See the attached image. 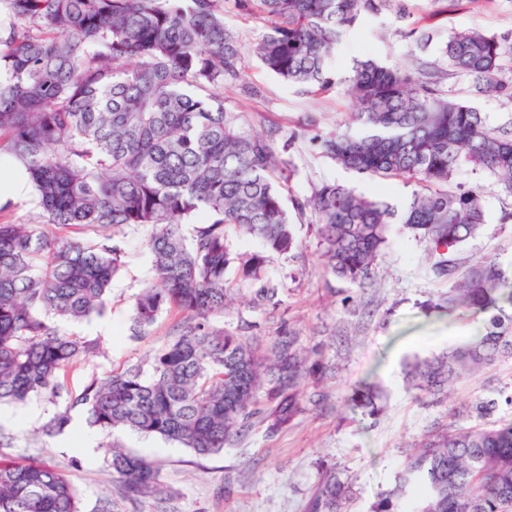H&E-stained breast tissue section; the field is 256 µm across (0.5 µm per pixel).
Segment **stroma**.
Instances as JSON below:
<instances>
[{"label":"stroma","instance_id":"1","mask_svg":"<svg viewBox=\"0 0 512 512\" xmlns=\"http://www.w3.org/2000/svg\"><path fill=\"white\" fill-rule=\"evenodd\" d=\"M420 26L434 34L424 53L415 52L409 35ZM470 30L512 39V0H391L381 13L362 15L344 36L333 69L344 78L368 59L412 69L436 67L449 36ZM247 73L254 96L228 86L224 104L246 112L253 129L282 127L279 147L292 164V195L310 196L315 185L333 181L370 191L371 179L341 169L316 146L319 137L348 125L343 87L306 92L253 58ZM439 88L481 112L490 125L512 122V100L475 93L462 75L448 74ZM448 187L477 190L485 212L481 230L459 248L457 261L468 265L496 256L503 264L512 263V195L494 176L469 167L461 168ZM292 231L297 246L290 256L271 257L263 281L233 278L223 313L210 319L213 328L256 345L288 331L301 350H320L321 364L305 380L306 410L287 429L269 435L258 427L236 446L203 457L158 437L102 431L89 426L83 410L70 408V396L92 380L131 365L149 368L182 319L178 310L164 311L146 335L133 336V307L149 277L150 258L143 235L132 233L124 240L123 265L112 280L105 311L59 326L68 336L94 343L95 352L80 356L66 370L60 397H35L0 408V433L8 438L0 445V457L42 461L63 472L80 493L81 512H99L107 500L112 512H154L153 505L135 506L119 497L105 462L112 444L153 463L160 481L173 491L166 512H308L329 470L351 489L346 512H371L379 495L393 487L407 453L452 420L469 424L459 409L488 397L491 384L512 382V359L490 373L466 374L447 394L419 397L407 378L408 364L468 343L482 332L484 315L420 309V302L447 293L448 285L430 275L426 242L401 225H392L389 243L364 288L325 273L313 217L296 221ZM265 281L278 293L261 302L255 295ZM65 410L72 417L70 426L45 435L44 424Z\"/></svg>","mask_w":512,"mask_h":512}]
</instances>
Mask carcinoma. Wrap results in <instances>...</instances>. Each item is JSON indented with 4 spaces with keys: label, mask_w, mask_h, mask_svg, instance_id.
<instances>
[{
    "label": "carcinoma",
    "mask_w": 512,
    "mask_h": 512,
    "mask_svg": "<svg viewBox=\"0 0 512 512\" xmlns=\"http://www.w3.org/2000/svg\"><path fill=\"white\" fill-rule=\"evenodd\" d=\"M262 21L245 45L224 24V4ZM388 0H0V158L21 164L39 209L0 223V405L62 391L61 375L93 349L50 320L88 319L108 302L122 266L120 237L142 230L150 278L133 330L166 309L187 313L146 373L138 365L95 379L72 398L90 425L177 442L199 456L231 448L261 425L274 433L304 411L308 357L295 337L262 350L214 331L227 274L259 280L267 258L296 247L286 207L288 160L279 129L247 127L224 107V85L254 89L245 55L283 82L336 85L329 59L362 14ZM448 70L475 92L512 99L499 79L506 37L461 33L442 48ZM355 132L319 139L320 154L373 180L416 186L402 207L324 182L292 199L318 226L325 270L350 284L371 279L398 223L428 246L429 272L448 282V312H492L469 343L411 368L412 386L436 395L466 369L512 358V276L496 257L464 268L451 254L484 224L474 189L444 186L470 164L512 194V128L441 93L407 68L359 62L345 78ZM204 212L202 223L196 216ZM251 236L263 251L241 252ZM464 407L473 426H448L407 455L372 512H512V387ZM107 466L128 501L161 503L170 491L146 459L111 445ZM349 487L325 475L309 512H343ZM0 512H80L76 487L41 463L0 458Z\"/></svg>",
    "instance_id": "obj_1"
}]
</instances>
